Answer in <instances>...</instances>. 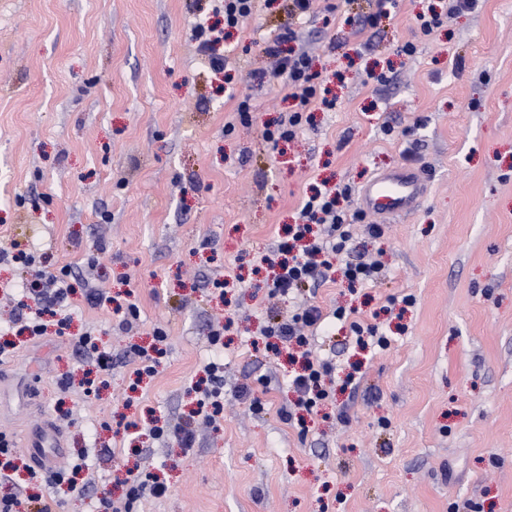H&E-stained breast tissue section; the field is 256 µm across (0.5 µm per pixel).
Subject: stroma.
Listing matches in <instances>:
<instances>
[{
    "label": "stroma",
    "instance_id": "stroma-1",
    "mask_svg": "<svg viewBox=\"0 0 512 512\" xmlns=\"http://www.w3.org/2000/svg\"><path fill=\"white\" fill-rule=\"evenodd\" d=\"M335 4L313 21L335 106L275 146L262 131L292 104L253 73L262 38L288 23L281 0L236 29L219 0H0V241L33 257L0 262V288L18 298L64 267L73 285L43 336H15L0 310V341L17 344L0 362V432L25 500L53 497L58 512H104L106 499L122 512H512V0H480L428 36L417 13L448 0H398L367 50L344 20L372 0ZM203 19L223 30L224 69L196 54ZM408 42L415 56L401 54ZM372 72L398 79L380 91ZM248 93L261 106L247 135L236 105ZM401 165L428 175L420 208L358 243L384 277L349 286L340 255L311 292L324 317L311 349L334 370L298 425L280 414L295 366L264 334L263 257L312 188L350 186L352 212L366 180ZM131 304L125 328L115 309ZM356 322L382 325L389 347L358 346ZM159 328L157 372L136 377L132 351ZM86 335L111 352L110 373L79 353ZM211 361L224 364L215 429L191 448L155 439L150 421L196 409ZM49 422L63 435L55 468L82 466L74 483L27 482L30 439ZM149 474L166 495L128 499L130 479Z\"/></svg>",
    "mask_w": 512,
    "mask_h": 512
}]
</instances>
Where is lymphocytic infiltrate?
<instances>
[{
  "mask_svg": "<svg viewBox=\"0 0 512 512\" xmlns=\"http://www.w3.org/2000/svg\"><path fill=\"white\" fill-rule=\"evenodd\" d=\"M283 7L290 19L288 27L266 40L261 48L265 60L262 78L279 86L285 98L296 103L287 120L276 128L264 130V138L275 145L292 139L307 123L308 111L322 102L320 75L313 68L311 51L314 33L298 25L299 20L314 14V0H283ZM342 195V190L335 188L319 190L306 197L299 211V223L289 226L286 237L280 238L273 252L279 263L272 280V298L280 301L301 289L317 288L330 281L333 261L341 253L347 256L343 274L350 284L377 280L381 261L357 251L348 230L350 222L364 221L366 214L362 211L347 214L339 206ZM68 277L69 271L64 268L43 280L31 282L26 301L19 303L14 312V325L19 330L29 331L31 336L43 335L44 315L49 313L51 306L63 303L72 289ZM321 320L320 308L309 305L285 318L272 316L265 333L277 337L284 345L305 347L309 344L310 329ZM206 371L212 387L204 391L203 397L211 402L212 413L199 420L183 421L170 431L186 448L192 447L199 423H216L223 411L218 384L224 378V366L211 363ZM331 371L332 365L328 361L306 358L302 372L293 374L290 379V386L297 395V408L310 412L327 398L325 379Z\"/></svg>",
  "mask_w": 512,
  "mask_h": 512,
  "instance_id": "1",
  "label": "lymphocytic infiltrate"
}]
</instances>
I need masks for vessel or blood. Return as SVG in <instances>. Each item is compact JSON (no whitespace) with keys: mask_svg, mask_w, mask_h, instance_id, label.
Instances as JSON below:
<instances>
[{"mask_svg":"<svg viewBox=\"0 0 512 512\" xmlns=\"http://www.w3.org/2000/svg\"><path fill=\"white\" fill-rule=\"evenodd\" d=\"M426 175L421 168L402 166L374 175L359 190L361 210L394 219L414 212L426 193ZM34 459L39 469L49 468L55 452L62 448L61 434L49 429L35 438Z\"/></svg>","mask_w":512,"mask_h":512,"instance_id":"b4317fda","label":"vessel or blood"}]
</instances>
